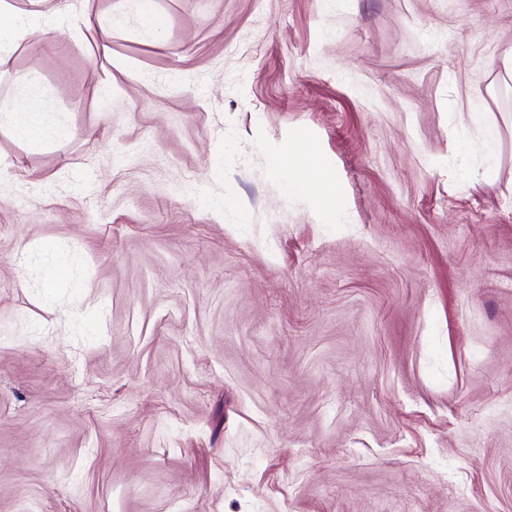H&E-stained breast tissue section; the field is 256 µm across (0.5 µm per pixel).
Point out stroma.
Instances as JSON below:
<instances>
[{"instance_id":"35a3bbf8","label":"stroma","mask_w":512,"mask_h":512,"mask_svg":"<svg viewBox=\"0 0 512 512\" xmlns=\"http://www.w3.org/2000/svg\"><path fill=\"white\" fill-rule=\"evenodd\" d=\"M61 7L0 67L67 130L0 127V512H512V0ZM77 23L90 37V41H87L89 60L94 66L103 67L104 61H108L112 55L111 31L102 25L99 15L90 3L86 4ZM460 142L466 147L480 143L489 155L495 154V138L476 116H470L463 121Z\"/></svg>"}]
</instances>
